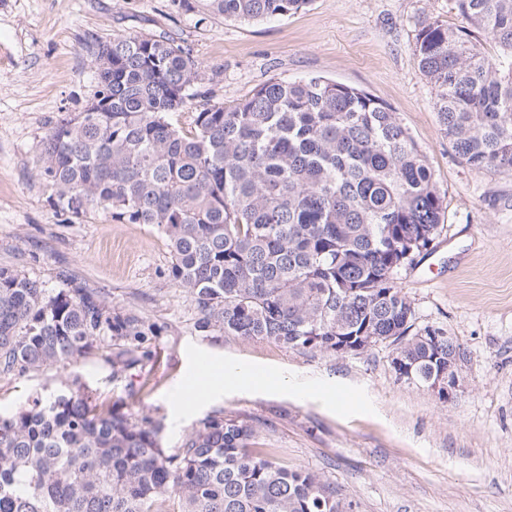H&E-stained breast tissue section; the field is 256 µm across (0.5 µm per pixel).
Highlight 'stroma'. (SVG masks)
<instances>
[{
    "mask_svg": "<svg viewBox=\"0 0 512 512\" xmlns=\"http://www.w3.org/2000/svg\"><path fill=\"white\" fill-rule=\"evenodd\" d=\"M428 19L461 24L450 0H312L257 22L202 20L171 0H0V267L51 291L68 272L163 328L149 357L118 376L93 357L0 381V414L77 379L159 423L171 451L208 417L244 422L256 451L322 474L350 512H512V173L472 170L444 136L415 58ZM129 34L166 37L219 71L214 104L236 105L274 78L322 75L397 113L446 204L433 249L397 284L415 327L442 329L462 348L452 402L398 378L386 343L326 354L200 328L192 296L168 277L172 252L156 227L51 206L36 176L48 124L91 99L98 43ZM202 360L277 370L288 389L223 385L179 407L184 377Z\"/></svg>",
    "mask_w": 512,
    "mask_h": 512,
    "instance_id": "35a3bbf8",
    "label": "stroma"
}]
</instances>
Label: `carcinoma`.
<instances>
[{"instance_id":"carcinoma-1","label":"carcinoma","mask_w":512,"mask_h":512,"mask_svg":"<svg viewBox=\"0 0 512 512\" xmlns=\"http://www.w3.org/2000/svg\"><path fill=\"white\" fill-rule=\"evenodd\" d=\"M202 2L260 21L311 0ZM452 2L464 26L425 22L418 68L455 155L476 172H512V0ZM92 64L96 111L59 116L41 140L37 175L54 207L164 233L169 277L193 296L203 329L336 354L389 342L400 377L430 386L448 373L460 344L413 330L397 285L442 232L444 198L387 104L312 76L198 109L217 73L153 35L101 42ZM183 112L189 135L174 124ZM59 279L50 292L0 268V378L96 354L115 374L135 368L162 328ZM159 431L81 385L32 398L0 416V512H346L321 475L253 451L242 422L210 417L174 453Z\"/></svg>"}]
</instances>
